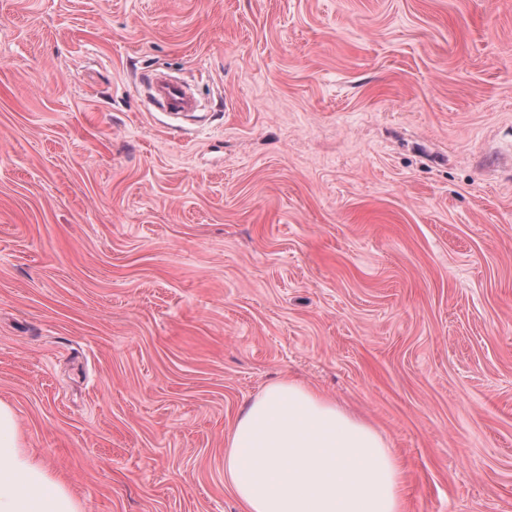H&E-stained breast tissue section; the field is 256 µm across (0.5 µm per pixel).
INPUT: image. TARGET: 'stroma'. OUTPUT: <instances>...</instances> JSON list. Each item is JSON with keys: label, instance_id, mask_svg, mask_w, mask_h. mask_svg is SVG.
Instances as JSON below:
<instances>
[{"label": "stroma", "instance_id": "1", "mask_svg": "<svg viewBox=\"0 0 512 512\" xmlns=\"http://www.w3.org/2000/svg\"><path fill=\"white\" fill-rule=\"evenodd\" d=\"M284 378L403 512H512V0H0L27 448L84 512H243L226 439ZM156 98L174 113L190 112L195 107V99L189 96L179 84L165 73H157L150 80Z\"/></svg>", "mask_w": 512, "mask_h": 512}]
</instances>
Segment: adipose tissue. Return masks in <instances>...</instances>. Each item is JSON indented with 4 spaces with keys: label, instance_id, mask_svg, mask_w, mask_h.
Here are the masks:
<instances>
[{
    "label": "adipose tissue",
    "instance_id": "ef3b65f1",
    "mask_svg": "<svg viewBox=\"0 0 512 512\" xmlns=\"http://www.w3.org/2000/svg\"><path fill=\"white\" fill-rule=\"evenodd\" d=\"M224 478L245 512H402L403 474L379 433L300 383L280 380L237 417ZM0 512H83L25 445L0 400Z\"/></svg>",
    "mask_w": 512,
    "mask_h": 512
}]
</instances>
